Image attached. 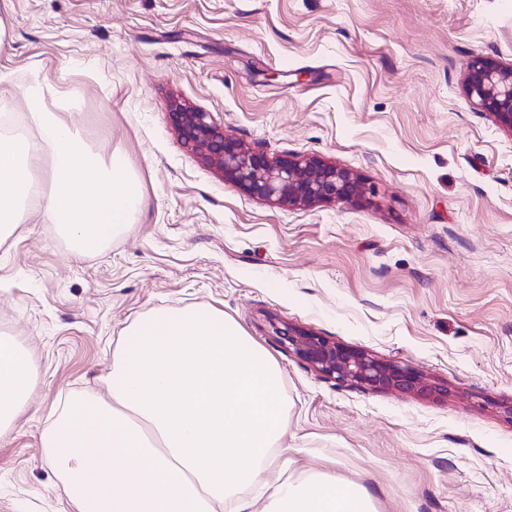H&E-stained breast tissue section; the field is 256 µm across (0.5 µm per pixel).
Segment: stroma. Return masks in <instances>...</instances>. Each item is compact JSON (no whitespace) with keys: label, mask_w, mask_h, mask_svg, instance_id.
<instances>
[{"label":"stroma","mask_w":512,"mask_h":512,"mask_svg":"<svg viewBox=\"0 0 512 512\" xmlns=\"http://www.w3.org/2000/svg\"><path fill=\"white\" fill-rule=\"evenodd\" d=\"M0 115L36 138L23 91L140 189L128 231L84 253L37 209L0 239V333L37 366L0 439V512H71L42 432L108 397L138 318L206 307L281 373L269 481L320 472L377 512H512V136L462 90L512 61V0H0ZM179 101L267 157H319L370 192L275 207L181 144ZM292 324L447 387L374 391L316 372ZM52 92L53 88L50 85L36 77L23 91V98L28 108H42L46 105V95Z\"/></svg>","instance_id":"stroma-1"}]
</instances>
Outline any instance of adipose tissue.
Returning <instances> with one entry per match:
<instances>
[{
  "mask_svg": "<svg viewBox=\"0 0 512 512\" xmlns=\"http://www.w3.org/2000/svg\"><path fill=\"white\" fill-rule=\"evenodd\" d=\"M48 156L54 188L37 198V161ZM33 203L60 225L84 252L124 234L139 203L121 156L102 163L70 126L45 113L39 138L0 130V235L13 231L26 204ZM36 365L13 338L0 336V437L5 436L28 394Z\"/></svg>",
  "mask_w": 512,
  "mask_h": 512,
  "instance_id": "obj_1",
  "label": "adipose tissue"
}]
</instances>
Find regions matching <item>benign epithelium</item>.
Here are the masks:
<instances>
[{"instance_id": "benign-epithelium-1", "label": "benign epithelium", "mask_w": 512, "mask_h": 512, "mask_svg": "<svg viewBox=\"0 0 512 512\" xmlns=\"http://www.w3.org/2000/svg\"><path fill=\"white\" fill-rule=\"evenodd\" d=\"M466 97L494 124L512 135V62L477 56L467 65L463 82ZM170 117L183 147L224 179L249 195L277 207L316 203L361 202L366 187L360 175L334 162L298 154L269 158L230 139L210 114L179 101ZM288 347L321 375L376 391L443 395L448 389L421 372L384 361L363 350L338 344L294 325L280 330Z\"/></svg>"}]
</instances>
